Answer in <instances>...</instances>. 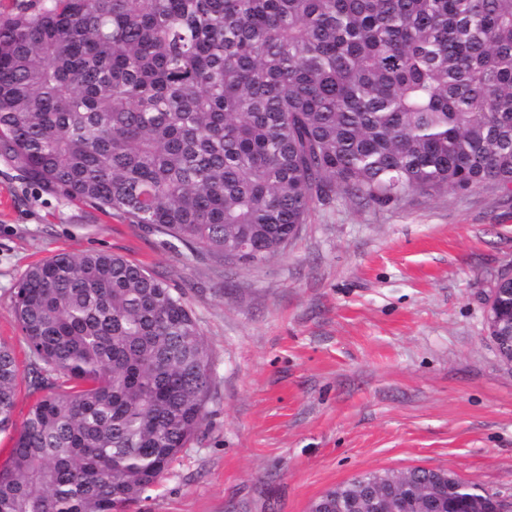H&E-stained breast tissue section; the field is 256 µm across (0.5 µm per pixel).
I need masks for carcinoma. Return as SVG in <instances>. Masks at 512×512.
<instances>
[{
	"label": "carcinoma",
	"instance_id": "obj_1",
	"mask_svg": "<svg viewBox=\"0 0 512 512\" xmlns=\"http://www.w3.org/2000/svg\"><path fill=\"white\" fill-rule=\"evenodd\" d=\"M0 152L71 201L227 264L317 206L512 191V0H16L0 12ZM488 329L512 358V279ZM39 397L0 342V512H122L205 419L212 357L181 292L105 251L11 293ZM408 474L488 495L443 468ZM366 472L320 496H357Z\"/></svg>",
	"mask_w": 512,
	"mask_h": 512
}]
</instances>
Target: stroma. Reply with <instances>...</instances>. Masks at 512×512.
<instances>
[{"instance_id":"stroma-1","label":"stroma","mask_w":512,"mask_h":512,"mask_svg":"<svg viewBox=\"0 0 512 512\" xmlns=\"http://www.w3.org/2000/svg\"><path fill=\"white\" fill-rule=\"evenodd\" d=\"M92 250L182 292L214 362L200 431L125 512H309L353 476L414 467L512 498V366L485 326L489 288L512 273V194L340 198L277 255L229 266L0 155V341L22 368L12 289L41 260Z\"/></svg>"}]
</instances>
